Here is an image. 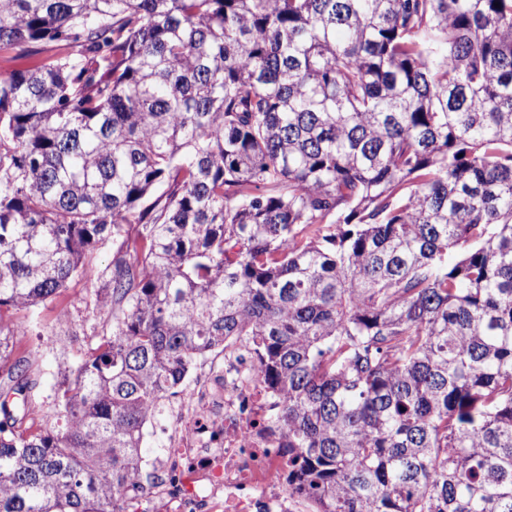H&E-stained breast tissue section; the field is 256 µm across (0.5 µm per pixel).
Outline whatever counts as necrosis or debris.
I'll return each instance as SVG.
<instances>
[{
	"label": "necrosis or debris",
	"mask_w": 512,
	"mask_h": 512,
	"mask_svg": "<svg viewBox=\"0 0 512 512\" xmlns=\"http://www.w3.org/2000/svg\"><path fill=\"white\" fill-rule=\"evenodd\" d=\"M274 409L253 346L225 347L171 404L158 477L139 491L136 512H307L288 484V439L267 424Z\"/></svg>",
	"instance_id": "4bbe7bcc"
}]
</instances>
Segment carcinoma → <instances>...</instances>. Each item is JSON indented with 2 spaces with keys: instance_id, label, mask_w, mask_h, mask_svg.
<instances>
[{
  "instance_id": "carcinoma-1",
  "label": "carcinoma",
  "mask_w": 512,
  "mask_h": 512,
  "mask_svg": "<svg viewBox=\"0 0 512 512\" xmlns=\"http://www.w3.org/2000/svg\"><path fill=\"white\" fill-rule=\"evenodd\" d=\"M0 512H132L161 401L224 342L315 512H512V0H0ZM112 332L28 421L8 312ZM36 54L26 45H16L9 48L0 47V77H8L12 72L26 68L36 62L45 61L71 49L56 43H43L38 46Z\"/></svg>"
}]
</instances>
